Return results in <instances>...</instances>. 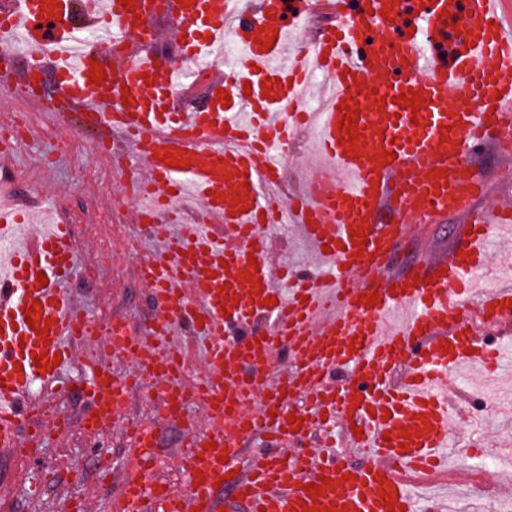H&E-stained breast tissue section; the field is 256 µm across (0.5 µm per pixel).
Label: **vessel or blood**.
<instances>
[{
    "label": "vessel or blood",
    "instance_id": "vessel-or-blood-1",
    "mask_svg": "<svg viewBox=\"0 0 512 512\" xmlns=\"http://www.w3.org/2000/svg\"><path fill=\"white\" fill-rule=\"evenodd\" d=\"M164 9L182 45L185 63L203 47L229 41L242 67L210 73V91L231 99L224 111L183 109L181 74L166 68L153 48L152 26ZM325 15L311 43L289 48V12ZM512 0H61L53 11L39 0H17L0 14V45L22 36L34 53L19 70L29 100L33 73L52 70L61 98L76 108L100 140H122L128 162L142 164L145 194L135 211L137 231L157 245L139 264L144 288L166 299L165 309L129 339L113 330L112 355L137 359L168 393L177 356L152 358V337L174 335L192 323L204 336L200 391L212 409L210 430L193 439L182 492L145 490L127 483L120 512H136L152 495L160 512H219L215 483H223L248 512H387L383 495L395 491L402 512L414 503L398 480L401 471L441 461L451 414L448 380L478 365L495 374L505 359L498 342L475 344V333L512 322V289L476 290V276L491 277L487 243L512 224V203L470 205L485 186L478 153L492 138L512 139ZM98 32L77 56L49 57L70 41L75 27ZM367 47H360V39ZM106 78L93 83L91 62ZM328 94L312 112L288 106L306 99L315 75ZM419 95V111L400 96ZM354 101L359 111L355 150L340 144L339 120ZM317 133L318 169L288 198L272 201L283 173L273 144H288L302 129ZM394 160L381 162L382 152ZM173 153L179 167L162 161ZM202 206L203 222L183 223L182 203ZM463 217L460 244L391 273L394 245L409 225ZM30 213L0 208V449L26 447L19 428L38 386L77 362L91 344L79 304L66 285L73 273V228L52 224L24 234ZM270 224L296 225L314 248V272L285 278L270 261ZM363 229L366 245H352ZM48 283L40 285L37 276ZM375 305H365L366 297ZM43 313L36 326L24 314ZM263 329H253L256 319ZM295 370L287 385L265 371L277 350ZM52 361L38 370L35 359ZM348 368L353 381L337 387L330 372ZM96 408L119 412L128 380L106 362L87 378ZM306 398L293 412L287 395ZM235 414H227V407ZM321 431L317 448L287 451L292 421ZM270 432L276 445L247 457L236 440L243 429ZM357 448L368 462L351 466L344 451ZM319 486L307 493L306 484Z\"/></svg>",
    "mask_w": 512,
    "mask_h": 512
}]
</instances>
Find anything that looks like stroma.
Wrapping results in <instances>:
<instances>
[{
    "mask_svg": "<svg viewBox=\"0 0 512 512\" xmlns=\"http://www.w3.org/2000/svg\"><path fill=\"white\" fill-rule=\"evenodd\" d=\"M42 98V107L33 106L12 85L7 71L0 69V123H11L24 113L33 127L13 159L0 166V178L26 184L36 198L33 210L60 208L69 214L78 238L70 293L87 319L99 323L117 316L142 327L159 314L163 303L151 298L137 276L140 258L152 254L154 246L135 232L134 203L120 208L113 205L123 194L127 175L97 155L95 131L82 125L76 113L62 109L53 78L45 79ZM63 137L72 140V150L59 157L52 155L54 144ZM461 224L460 217L450 216L439 224L411 225L395 252L393 269L405 270L415 259L448 250ZM270 233L288 271L307 268L313 252L291 227L278 224ZM81 375L76 369L59 379L45 397V411L31 415L28 425L44 424L55 414H94ZM448 397L454 414L444 451L448 476L432 483V490L447 500L446 512H476L480 498L468 493L464 484L480 462L477 449L489 450L497 459L486 469L485 479L499 502L498 512H512V355L494 378L475 369L452 377ZM474 407L483 408L485 414L475 428L468 421ZM133 417L150 423L157 432L160 464L154 479L181 487L186 445L189 437L199 435L203 415L192 405L181 420L169 423L143 406L140 395L134 393L128 408L108 418L102 428L87 430L75 422L42 443L38 460L24 467L32 483L43 488L39 498H30L28 487L22 484L18 471L23 467L15 455L0 452V512H59L67 501L81 503L82 512H107L109 503L123 491L128 463L125 430Z\"/></svg>",
    "mask_w": 512,
    "mask_h": 512,
    "instance_id": "obj_1",
    "label": "stroma"
}]
</instances>
